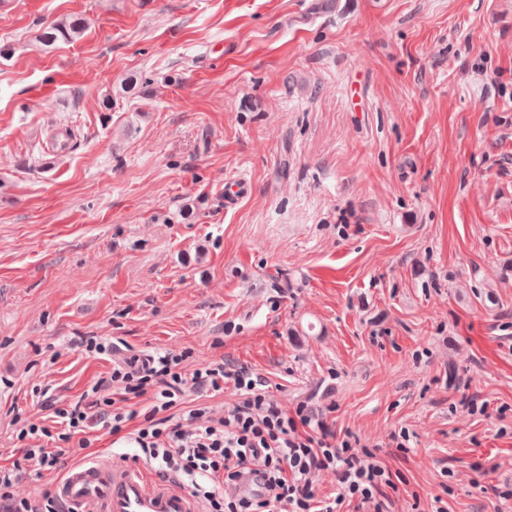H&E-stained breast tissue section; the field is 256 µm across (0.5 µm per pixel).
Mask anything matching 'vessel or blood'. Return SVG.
Segmentation results:
<instances>
[{"label": "vessel or blood", "mask_w": 512, "mask_h": 512, "mask_svg": "<svg viewBox=\"0 0 512 512\" xmlns=\"http://www.w3.org/2000/svg\"><path fill=\"white\" fill-rule=\"evenodd\" d=\"M52 494L61 512H200L174 479L103 456L68 466Z\"/></svg>", "instance_id": "obj_1"}]
</instances>
